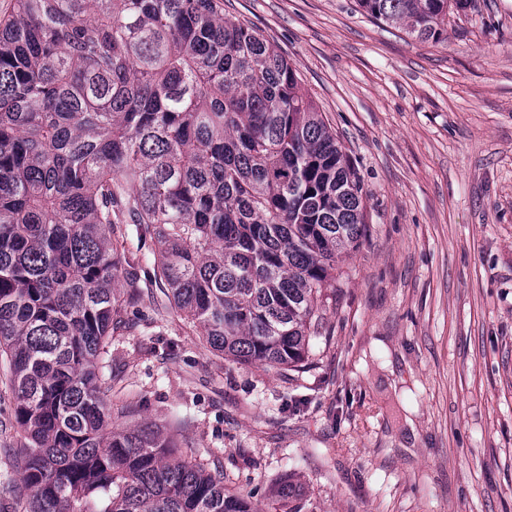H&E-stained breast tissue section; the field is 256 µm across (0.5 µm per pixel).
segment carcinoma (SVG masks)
<instances>
[{"mask_svg":"<svg viewBox=\"0 0 512 512\" xmlns=\"http://www.w3.org/2000/svg\"><path fill=\"white\" fill-rule=\"evenodd\" d=\"M469 0H356L439 42ZM363 188L286 57L224 0H16L0 20V358L29 445L18 512H260L151 425L107 430L125 251L210 348L301 372ZM303 512L302 484L275 490Z\"/></svg>","mask_w":512,"mask_h":512,"instance_id":"cac0c4a2","label":"carcinoma"}]
</instances>
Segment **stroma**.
Instances as JSON below:
<instances>
[{
  "label": "stroma",
  "mask_w": 512,
  "mask_h": 512,
  "mask_svg": "<svg viewBox=\"0 0 512 512\" xmlns=\"http://www.w3.org/2000/svg\"><path fill=\"white\" fill-rule=\"evenodd\" d=\"M295 69L363 187L368 233L324 290L302 372L238 364L152 281L110 348L111 429L149 422L176 454L277 512H512V0H472L444 40L355 0H224ZM0 364V512L26 439ZM275 498L280 503L282 512H303L305 502L302 484L288 477V484L282 485L275 490Z\"/></svg>",
  "instance_id": "obj_1"
}]
</instances>
